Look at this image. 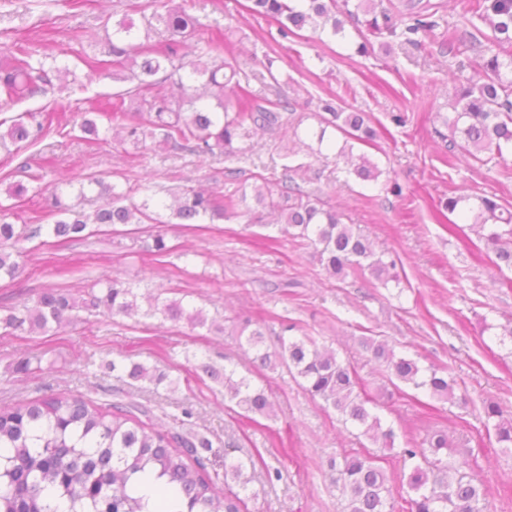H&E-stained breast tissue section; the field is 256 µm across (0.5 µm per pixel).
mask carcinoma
Instances as JSON below:
<instances>
[{"label":"carcinoma","instance_id":"carcinoma-1","mask_svg":"<svg viewBox=\"0 0 512 512\" xmlns=\"http://www.w3.org/2000/svg\"><path fill=\"white\" fill-rule=\"evenodd\" d=\"M191 0H166V10L156 22L168 34L165 39L139 38L133 19L123 16L112 25L109 59L84 52L78 59L91 73H112L123 88L112 94L105 111L97 116L107 121L101 127L85 119L80 130L88 140L107 135L128 142L134 149L152 145L161 149H187L199 156L221 153L230 163L244 154L237 140L246 131H273L282 126L294 136L304 133L318 146L339 134L344 142L372 146L377 130L365 112L346 111L332 100H319L313 118L316 124L303 127L304 117L292 116L290 101L262 93L277 88L279 79L272 63H257L244 69L224 59V30L215 27L201 49L185 43L187 35L200 27L189 13ZM442 5L428 0H405L399 7H383L378 0H247L248 15L271 20L278 36L289 40L309 28L331 38L346 39L351 24L359 38L355 51L369 55L374 40L380 47H419L422 38L444 21ZM471 17L448 33L442 48L455 55L461 50L476 52L477 79L469 81L456 95L452 115L442 117L450 131L448 161L468 155L481 160L503 156L512 147V0H472ZM365 20H360V17ZM489 26L491 34L479 40L477 22ZM67 67H46L34 51L23 45L0 61V99L21 103L46 94L53 79L65 80ZM31 123L22 118L10 124L0 121V146L35 141L53 126L57 113L44 109L30 113ZM349 174L368 182L381 192L400 195L401 187L381 179L384 171L367 154L357 156L341 148ZM109 202L89 211L79 191L77 202L67 205L54 196L51 224H13L12 207L0 204V276L15 279L19 254L17 244L45 236L57 243L76 241L101 226L129 224H198L229 220L247 209L251 222L266 225L267 217L285 225L288 235L314 255L333 277L366 274L387 284L399 280L395 258L374 251L370 239L346 215L314 191L294 179L271 188L268 178L251 188L236 187L229 193L204 188L182 192L159 185L140 184L126 189L88 179ZM142 197L136 201L133 194ZM458 212L476 229L491 262L512 269V210L485 195H455L439 210L442 217ZM100 292L78 298L50 288L33 306L14 308L0 316V329L47 331L80 320L79 312L100 313L108 318L139 312L161 316L164 321L186 322L193 328L223 330L217 319L201 307L168 299L161 294L147 297V309L139 303L140 287L118 278L101 282ZM244 343L260 369L287 368L301 380L312 397L333 408L360 433L384 447H393L395 431L373 413L369 396L357 372L338 359L336 352L320 347L309 336H281L278 348H265L263 327L246 321L240 330ZM389 378L431 397L451 402L454 385L435 369H423L412 359L396 355L384 341L362 340ZM108 369L135 381L154 386L168 375L157 367L113 360ZM202 371L224 385V399L245 417L268 416L271 405L263 391L233 366L220 371L210 364ZM487 418H495L497 442L512 451V417L505 419L499 405L485 407ZM448 435L435 431L418 446L406 441L397 453L402 465H410L408 485L415 497L399 503L392 499L387 475L374 458L357 455L332 456L327 467L342 488L343 512H482V489L463 472L467 462L448 456ZM212 449L203 436H183L164 431L153 423L148 409L130 405H98L92 401L57 393L47 398L16 404H0V512H248L247 490L254 475L253 460L224 458V475L210 474L203 453Z\"/></svg>","mask_w":512,"mask_h":512}]
</instances>
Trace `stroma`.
Returning <instances> with one entry per match:
<instances>
[{"instance_id":"1","label":"stroma","mask_w":512,"mask_h":512,"mask_svg":"<svg viewBox=\"0 0 512 512\" xmlns=\"http://www.w3.org/2000/svg\"><path fill=\"white\" fill-rule=\"evenodd\" d=\"M246 0H194L202 22L193 43H203L213 25L232 28L240 59L258 56L286 76L283 93L294 112L311 115L317 99L341 97L344 105L368 113L380 137L368 153L402 187L401 195L378 193L357 179H344L335 159L323 158L297 142L290 131L256 133L237 167L253 181L263 175L281 181L285 164L308 165L313 187L336 204L349 223L359 225L376 251L397 255L399 282L330 277L278 227L251 224L248 214L214 224L144 225L137 233L93 235L62 245L25 242L20 274L0 279V315L33 304L45 288H67L84 295L104 275L138 281L165 297H188L224 326L217 333L185 323H160L143 315L111 320L90 317L47 333L0 332V402L34 400L67 391L102 405L138 404L154 423L213 443L210 471H223L225 454L252 458L255 493L249 512H341V491L327 460L343 454L374 457L386 472L392 496L406 495L404 470L395 450L381 447L355 428H344L337 412L308 394L287 369H256L240 349L237 332L245 319L262 324L268 347H275L283 323L299 335L334 349L351 364L365 390L376 396L375 412L397 438L423 440L435 429L448 435L449 454L467 460L465 472L485 494L483 512H512V454L499 448L483 405L494 402L512 416V271H499L485 248L461 230H449L439 204L458 194H484L512 208V154L480 162L460 158L448 165L445 141L434 132V113H448L456 94L477 75L471 52L443 53L446 30L467 17L470 0H445V26L423 47L393 46L362 56L354 45L311 30L294 41L280 39L273 22L247 16ZM164 0H94L78 9L67 0H0V55L17 40L55 51L66 49L77 81L55 82L53 90L20 104H0V120L50 106L65 113L63 132H49L35 146L7 154L0 149V200L10 185L29 191L15 202L14 223L46 214L44 190L68 180L62 198L72 203L81 180L106 183L149 180L182 190L203 183L222 192L224 160L182 150L148 151L133 156L123 144L83 140L77 126L91 102H103L118 88L103 74H88L75 53L104 56L108 16L129 15L136 24L162 11ZM401 113L405 126L390 117ZM163 235L169 253L155 261L151 247ZM190 258H183V251ZM386 341L396 354L435 368L453 381L455 399L444 402L407 386H393L361 339ZM216 368L233 364L262 386L273 411L245 419L224 406V387L197 370L198 355ZM33 358L29 373L16 362ZM127 358L164 369L169 383L152 386L104 372L110 359ZM189 416H182V409ZM232 451H225V443Z\"/></svg>"}]
</instances>
